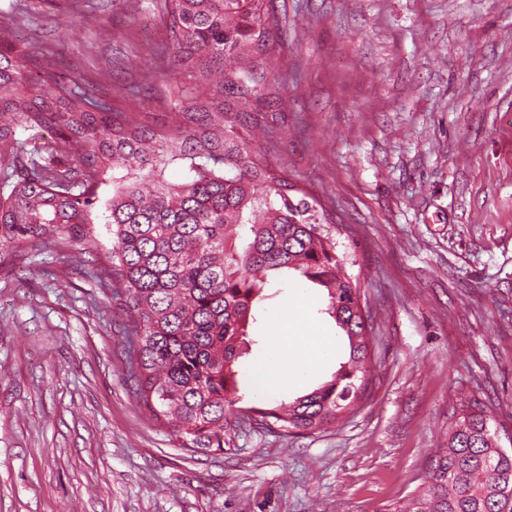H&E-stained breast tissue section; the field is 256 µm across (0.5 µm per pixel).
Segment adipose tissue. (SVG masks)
<instances>
[{"label": "adipose tissue", "mask_w": 512, "mask_h": 512, "mask_svg": "<svg viewBox=\"0 0 512 512\" xmlns=\"http://www.w3.org/2000/svg\"><path fill=\"white\" fill-rule=\"evenodd\" d=\"M310 307L302 305L279 313L278 327L269 349L253 365L254 386L259 392L271 387L289 389L303 374L316 367L326 355L328 342L321 336H295L291 329L307 321Z\"/></svg>", "instance_id": "1"}]
</instances>
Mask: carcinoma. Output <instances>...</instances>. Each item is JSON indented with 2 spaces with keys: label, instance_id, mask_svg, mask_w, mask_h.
Returning a JSON list of instances; mask_svg holds the SVG:
<instances>
[{
  "label": "carcinoma",
  "instance_id": "1",
  "mask_svg": "<svg viewBox=\"0 0 512 512\" xmlns=\"http://www.w3.org/2000/svg\"><path fill=\"white\" fill-rule=\"evenodd\" d=\"M165 9L175 62L223 97L220 104L197 97L183 103L181 121L197 127L177 136L112 111L82 88L58 85L48 70L35 79L23 64L29 53L0 49V179L11 186L0 198V250L85 228L91 184L107 169H127L108 205L112 247L97 278L128 318L123 340L136 399L167 422L182 447L224 450L240 336L268 276L288 269L327 291L348 355L311 392L247 411L262 428L327 430L355 406L356 388L368 386L372 337L358 282L336 252L320 203L295 196L288 174L236 130L278 111L268 75L279 20L265 0H165ZM48 125L62 131L75 164L46 160L57 154L55 143L21 150L17 129ZM177 161L189 177L172 183L164 171ZM241 226L249 227L250 242L240 249ZM394 512H512V453L500 451L473 401L453 412L429 484Z\"/></svg>",
  "mask_w": 512,
  "mask_h": 512
}]
</instances>
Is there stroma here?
<instances>
[{
    "mask_svg": "<svg viewBox=\"0 0 512 512\" xmlns=\"http://www.w3.org/2000/svg\"><path fill=\"white\" fill-rule=\"evenodd\" d=\"M283 109L253 134L315 197L374 336L366 399L335 427L241 419L220 451L182 447L127 383L126 314L94 271L111 246L113 172L91 240L71 230L0 252V512H386L417 494L461 398L512 448V0H266ZM16 50L156 129L185 90L165 0H0ZM327 294L293 275L262 291L238 409L276 312Z\"/></svg>",
    "mask_w": 512,
    "mask_h": 512,
    "instance_id": "obj_1",
    "label": "stroma"
}]
</instances>
